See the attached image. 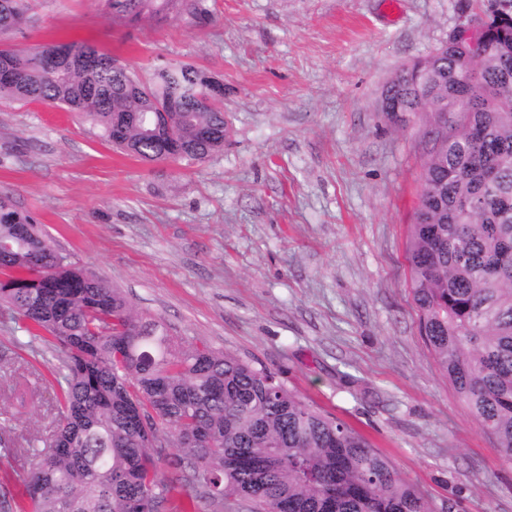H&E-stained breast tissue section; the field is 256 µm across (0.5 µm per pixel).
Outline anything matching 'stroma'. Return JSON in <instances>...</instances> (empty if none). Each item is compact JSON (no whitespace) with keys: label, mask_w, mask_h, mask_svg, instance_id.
<instances>
[{"label":"stroma","mask_w":512,"mask_h":512,"mask_svg":"<svg viewBox=\"0 0 512 512\" xmlns=\"http://www.w3.org/2000/svg\"><path fill=\"white\" fill-rule=\"evenodd\" d=\"M473 4L208 0L204 24L115 26L102 0H31L14 48L84 40L145 78L178 60L223 81L224 150L148 163L64 109L0 100V188L178 344L267 368L362 434L435 512H512V464L439 370L407 288L429 116L378 109ZM55 363L0 306L12 441L52 429Z\"/></svg>","instance_id":"1"}]
</instances>
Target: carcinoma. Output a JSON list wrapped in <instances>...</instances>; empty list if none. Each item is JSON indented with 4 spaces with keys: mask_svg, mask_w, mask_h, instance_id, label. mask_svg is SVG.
Masks as SVG:
<instances>
[{
    "mask_svg": "<svg viewBox=\"0 0 512 512\" xmlns=\"http://www.w3.org/2000/svg\"><path fill=\"white\" fill-rule=\"evenodd\" d=\"M0 0V34L27 20ZM130 25L210 17L207 0H104ZM0 48V99L73 112L144 161L224 150V112L206 79L176 62L142 80L92 45ZM388 87L404 112L464 95L473 111L432 142L409 225L408 288L439 369L512 461V3L500 0L483 56L441 46ZM0 304L58 348L56 426L36 436L26 502L0 512H433L391 460L265 368L203 344L177 345L96 274L56 249L0 189ZM175 449L164 454V449ZM165 457L168 475L160 474ZM189 486L181 505L172 494Z\"/></svg>",
    "mask_w": 512,
    "mask_h": 512,
    "instance_id": "cac0c4a2",
    "label": "carcinoma"
}]
</instances>
